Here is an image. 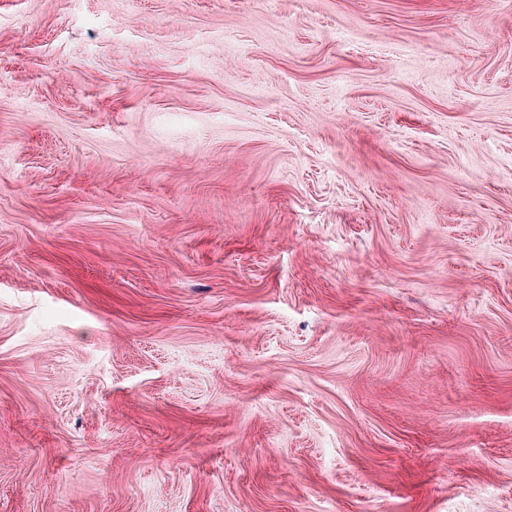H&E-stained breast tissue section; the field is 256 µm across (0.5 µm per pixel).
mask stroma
Returning a JSON list of instances; mask_svg holds the SVG:
<instances>
[{"label": "stroma", "instance_id": "1", "mask_svg": "<svg viewBox=\"0 0 512 512\" xmlns=\"http://www.w3.org/2000/svg\"><path fill=\"white\" fill-rule=\"evenodd\" d=\"M0 512H512V0H0Z\"/></svg>", "mask_w": 512, "mask_h": 512}]
</instances>
